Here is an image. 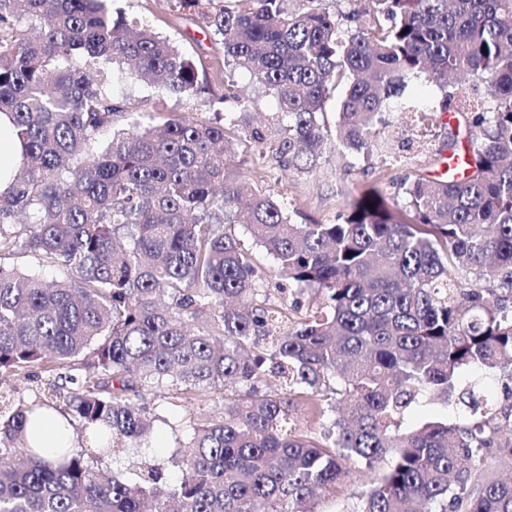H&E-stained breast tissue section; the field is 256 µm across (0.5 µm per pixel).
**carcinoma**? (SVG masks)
Here are the masks:
<instances>
[{"label":"carcinoma","mask_w":512,"mask_h":512,"mask_svg":"<svg viewBox=\"0 0 512 512\" xmlns=\"http://www.w3.org/2000/svg\"><path fill=\"white\" fill-rule=\"evenodd\" d=\"M167 2L274 97L268 124L228 90L208 121L111 92L116 65L177 97L208 85L114 0H0V112L23 142L0 195V512H318L356 463L374 471L357 512H512L493 470L512 460V0ZM413 79L438 101L395 131ZM408 127L459 176L407 172L329 223L227 162L244 141L302 178L328 153L405 163ZM239 226L275 262L276 305ZM20 375L47 389L15 397ZM160 392L223 402L189 418L178 481L101 467ZM435 401L453 416L409 422ZM53 412L85 446L39 447Z\"/></svg>","instance_id":"1"}]
</instances>
